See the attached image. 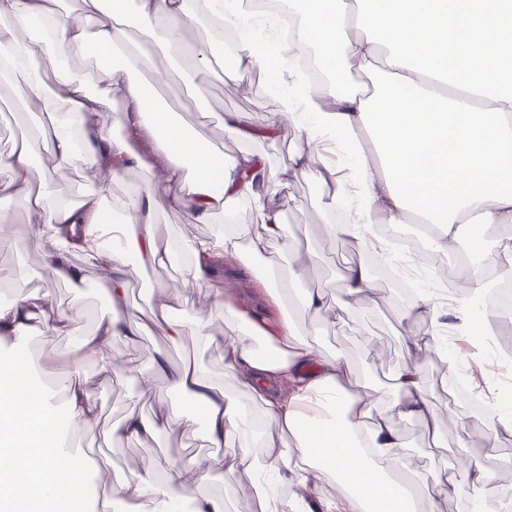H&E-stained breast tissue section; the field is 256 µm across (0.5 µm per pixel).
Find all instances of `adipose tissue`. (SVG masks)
Listing matches in <instances>:
<instances>
[{
	"label": "adipose tissue",
	"instance_id": "adipose-tissue-1",
	"mask_svg": "<svg viewBox=\"0 0 512 512\" xmlns=\"http://www.w3.org/2000/svg\"><path fill=\"white\" fill-rule=\"evenodd\" d=\"M53 3L0 0V82H12L24 104H37L52 116L50 125L36 128L55 160L45 181L75 166L115 179L144 169L148 163L129 146L130 138L143 130L156 143L150 164L157 174L142 191L119 201L102 187L86 189L70 201L33 191L26 178L30 144L1 153L0 194L36 210L49 228L48 277L75 288L83 285V274L69 256L85 251L93 238L97 252L110 258L96 286L110 300H119L131 275L171 260V253L155 241L150 214L172 205L203 224L218 213L226 218L210 239L187 241L196 256L188 282H205L209 269L197 259L203 252L252 262L281 308L275 326H261L236 307L231 294L217 291L212 305L223 310L226 327L219 339L205 315L174 317L185 289H163L159 310L168 335L189 336L200 345L223 343L236 388L224 389L201 366L173 367L163 352H151L153 370L166 376L172 391L189 396L196 409L176 416L162 410L150 419L129 411L113 422L112 439L152 438L176 422L186 428L204 426L215 448L234 440L239 451L223 466L255 475L253 493L262 512H334L340 503L350 512H418L400 482L404 475L410 483L429 486L430 499L445 495V479L411 468L399 430L410 421L435 433L441 428L422 383L425 339L405 335L406 362L389 379L394 396L387 403L364 377L353 374L348 358L319 355L294 317L322 314L327 307L323 290L303 287L300 266L288 273L292 289L282 288L272 276L281 219L276 192L265 185V156L249 151L227 155L194 138L132 74L143 64L150 42L175 56L187 24L213 27L232 18L239 61L264 69L278 90L279 108L260 129L247 126L238 113H225V131L253 141L276 139L285 126L294 130L302 143L296 170L323 166L336 186L331 206H357L356 220L331 225L332 236L371 249L378 241L374 225L412 221L434 233L436 251L444 257L461 226H469L478 238L488 228L512 226V0H289L300 28L287 44L249 25L246 0H83L78 18L62 16ZM308 44L326 65L340 58L371 73L377 79L375 91L365 95L338 81L312 91L293 64L295 49ZM41 45L55 52L52 85L37 52ZM74 49L89 54L105 75L113 101L127 112L126 132L106 131L97 99L70 73ZM326 142L348 147L345 174L327 166L321 152ZM244 199L257 215L247 231L232 220L234 204ZM459 276L460 298L445 305L425 288L410 300L408 312L431 314L439 334L450 316L457 331L492 335L495 315L482 317L478 311L494 281L474 266ZM80 313L79 307L62 311L45 296L21 292L13 302L0 304V335L21 344L38 330L65 333ZM133 333L113 312L70 349L47 351L40 373L50 385L43 392L28 389L24 362L0 361V383L8 385L0 390V512H37L40 504L50 512H78L90 460L83 452L61 450L59 438L46 433L45 424L58 401L87 428L97 423V408L80 384L55 376L54 368L86 362L122 376L123 367L107 346L112 337ZM243 393L249 403L240 401ZM284 471L292 480L287 492L277 481ZM208 472L193 460L162 480L149 470L117 473L104 487L102 503L110 505L118 496L128 512H182L188 498L192 512H226L223 497L202 488ZM318 475L327 477L333 491L314 501L309 492Z\"/></svg>",
	"mask_w": 512,
	"mask_h": 512
}]
</instances>
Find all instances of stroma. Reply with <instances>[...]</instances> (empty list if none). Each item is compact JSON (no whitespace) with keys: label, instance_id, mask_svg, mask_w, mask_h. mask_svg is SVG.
<instances>
[{"label":"stroma","instance_id":"1","mask_svg":"<svg viewBox=\"0 0 512 512\" xmlns=\"http://www.w3.org/2000/svg\"><path fill=\"white\" fill-rule=\"evenodd\" d=\"M186 52L174 58L162 49H148L149 69L138 72L137 77L150 85L153 98L166 112L193 134L210 142L227 154L245 150L266 156L267 170L278 186L281 206L282 232L285 237L298 240L313 250L316 257L307 266L305 287L324 289L328 310L315 317L300 314L296 322L307 340L324 356L342 355L349 358L358 372L367 374L371 387L384 392L388 389L391 373L404 361L402 341L404 331L416 336L431 335L433 322L429 314H404V300L393 288L374 279L373 288L365 304L351 310L340 307V275L345 263L361 258L362 253L348 241L331 236L328 227L340 216L328 208L331 193L323 169H313L307 175L294 170V155L299 147L295 131L284 129L273 141L245 143L225 132L220 117L228 112L241 113L245 122L255 127L266 124L277 109V100L269 90L267 80L256 81L249 69H242L237 80L224 76L223 63H213L202 91H194L191 76L195 55L200 47L214 44L211 31L200 25H190L181 32ZM148 173L131 174L121 180L102 172L80 168L59 173L50 185L52 195L60 198L77 197L90 187H104L112 198H123L142 187ZM223 215H216L210 223H195L190 214L178 207H167L154 215V225L160 246L179 245L182 236L204 238L222 224ZM51 248L48 232L33 234L26 247H16L11 236L0 237V268L22 271L21 279L6 283V290L17 289L32 294L50 292L55 306L66 308L81 305L85 314L70 332L50 338L34 334L29 338L34 358H41L45 348L67 349L78 337L88 333L96 321L112 310L111 301L96 288L98 265L84 253L76 252L70 262L80 268L86 277L82 291H75L63 281L45 277V256ZM182 262L156 266L133 277L128 282L124 308L129 322L139 324L136 338L113 337L108 347L112 357L123 360L126 372L123 378L99 365L88 363L70 370L69 375L84 383L99 411V420L92 429H71L70 437L77 448L102 449L115 471L125 474L142 472L146 468L164 471L172 465H181L200 457H221L232 454L233 444L220 448L208 447L203 427L187 430L178 426L161 434L156 440L112 441L104 436L109 425L128 411L151 416L158 398H165L178 410H191L187 396L170 390L164 375L148 367L151 351L166 353L171 365L192 361L202 365L209 375L225 387H233L232 371L224 367V348L220 345L201 346L190 338L172 341L166 331L154 320L152 302L166 283L179 278ZM232 284L234 297L251 317L264 319L272 314L264 292L257 284L253 266L236 259L217 263L205 283L190 286L187 301L180 310L182 318L190 319L209 313L211 329L215 335L224 333V314L209 310L205 296L208 291L223 289ZM423 383L435 408L445 413L446 420L439 444L420 427L406 424L402 427L407 453L413 466L420 470H447L451 477L447 497L441 499L438 512H470L474 500H482L488 512H502L501 504L512 501V433L496 432L492 414L484 413L460 402L449 404L448 379L456 366H467L470 381L478 385L489 375L483 360L474 359L463 335H456L453 344L440 348L432 344L421 356ZM467 458L484 469L489 482L480 488L471 487L467 471L457 469V458ZM250 477L237 471L228 473L213 470L206 479L205 488L215 495L230 494L229 512H259L255 496L249 492Z\"/></svg>","mask_w":512,"mask_h":512}]
</instances>
